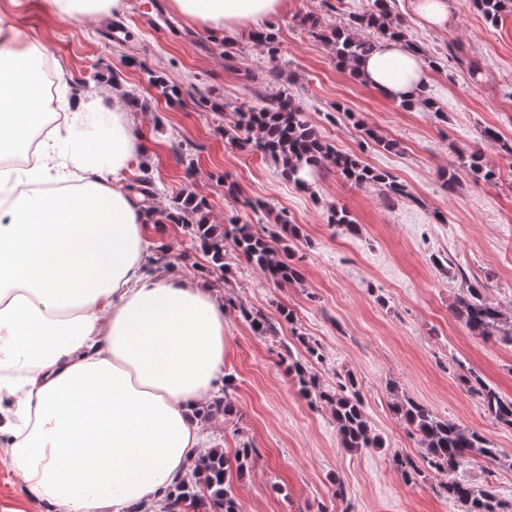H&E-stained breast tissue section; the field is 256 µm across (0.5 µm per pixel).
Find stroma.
<instances>
[{"mask_svg":"<svg viewBox=\"0 0 512 512\" xmlns=\"http://www.w3.org/2000/svg\"><path fill=\"white\" fill-rule=\"evenodd\" d=\"M168 0H126L122 13L58 23L41 0H0V20L45 40L54 66L71 75L70 92L98 93L119 86L139 100L129 113L149 152L124 181L151 177L163 194L159 206L191 193L209 204L212 224H248L275 231L277 216L298 225L294 244L299 283L275 284L234 249L223 271L181 225L168 224L161 239L181 271L206 274L224 298L231 348L224 369L234 412L207 420L208 445L234 455L248 446L247 468L233 478L241 512H332V482L341 479L352 512H459L440 494L436 478L404 483L394 460L419 456L418 437L391 408L406 396L437 416L483 434L500 455L460 468L458 479L495 490L512 512V429L495 422L462 382L474 373L512 398V345L472 336L451 313L469 283L489 301L512 310V155L485 136L512 141V16L485 19L473 0H449L447 28L424 25L413 0H395L408 43L437 61L427 94L435 110L406 108L355 78L329 44L311 33L369 10L372 0H288L268 19L277 54L255 43L254 28L217 36L174 14ZM282 68L281 82L267 76ZM162 76L181 87L179 99L153 85ZM288 89L321 136L338 151L391 174L406 197L389 199L383 188L357 186L332 165L298 190L268 157L232 144L240 111ZM219 104L216 112L199 98ZM395 142L385 150L363 138L357 123ZM481 150L498 171L487 183L463 177L455 189L440 174L457 165L459 151ZM237 192L228 195L227 184ZM261 200L265 209L254 210ZM346 208L357 233L328 224L331 206ZM248 307L277 326L255 335L239 315ZM294 316L286 322L280 315ZM316 340L321 359L309 370L325 387L338 373H353L372 427L384 448H341L329 408L309 404L285 360L301 352L300 336ZM0 512H53L27 495L10 455L0 447Z\"/></svg>","mask_w":512,"mask_h":512,"instance_id":"obj_1","label":"stroma"}]
</instances>
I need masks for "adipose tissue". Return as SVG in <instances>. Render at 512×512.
I'll use <instances>...</instances> for the list:
<instances>
[{"mask_svg": "<svg viewBox=\"0 0 512 512\" xmlns=\"http://www.w3.org/2000/svg\"><path fill=\"white\" fill-rule=\"evenodd\" d=\"M286 0H170L207 29L255 26ZM125 0H43L59 23ZM46 46L0 21V437L29 495L57 512H161L204 453L203 413L224 383V304L192 274L153 261V216L123 180L147 146L122 110L80 92L45 109ZM358 70L391 101L429 77L401 39ZM101 120L89 125L87 116Z\"/></svg>", "mask_w": 512, "mask_h": 512, "instance_id": "1", "label": "adipose tissue"}]
</instances>
